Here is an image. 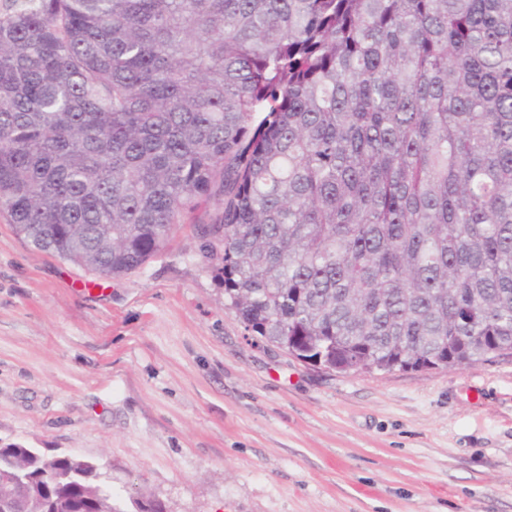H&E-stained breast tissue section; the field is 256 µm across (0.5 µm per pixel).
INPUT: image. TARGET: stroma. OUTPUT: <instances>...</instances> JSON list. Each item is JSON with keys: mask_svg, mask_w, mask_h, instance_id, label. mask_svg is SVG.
<instances>
[{"mask_svg": "<svg viewBox=\"0 0 512 512\" xmlns=\"http://www.w3.org/2000/svg\"><path fill=\"white\" fill-rule=\"evenodd\" d=\"M192 221L103 280L0 218V447L168 512H512V360L343 374L254 342Z\"/></svg>", "mask_w": 512, "mask_h": 512, "instance_id": "obj_1", "label": "stroma"}]
</instances>
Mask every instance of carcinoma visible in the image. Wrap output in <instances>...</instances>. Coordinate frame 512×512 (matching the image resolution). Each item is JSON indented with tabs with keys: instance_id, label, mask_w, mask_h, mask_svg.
Instances as JSON below:
<instances>
[{
	"instance_id": "cac0c4a2",
	"label": "carcinoma",
	"mask_w": 512,
	"mask_h": 512,
	"mask_svg": "<svg viewBox=\"0 0 512 512\" xmlns=\"http://www.w3.org/2000/svg\"><path fill=\"white\" fill-rule=\"evenodd\" d=\"M12 2L0 214L36 249L117 278L191 216L298 359L512 358V0ZM0 512L127 510L90 460L0 448Z\"/></svg>"
}]
</instances>
